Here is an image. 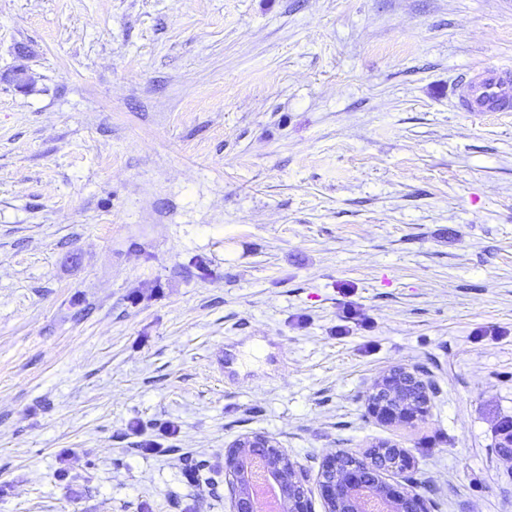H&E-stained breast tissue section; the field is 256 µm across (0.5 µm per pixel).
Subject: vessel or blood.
Wrapping results in <instances>:
<instances>
[{"instance_id":"vessel-or-blood-1","label":"vessel or blood","mask_w":512,"mask_h":512,"mask_svg":"<svg viewBox=\"0 0 512 512\" xmlns=\"http://www.w3.org/2000/svg\"><path fill=\"white\" fill-rule=\"evenodd\" d=\"M458 103L467 112H512V68L486 65L467 75Z\"/></svg>"}]
</instances>
